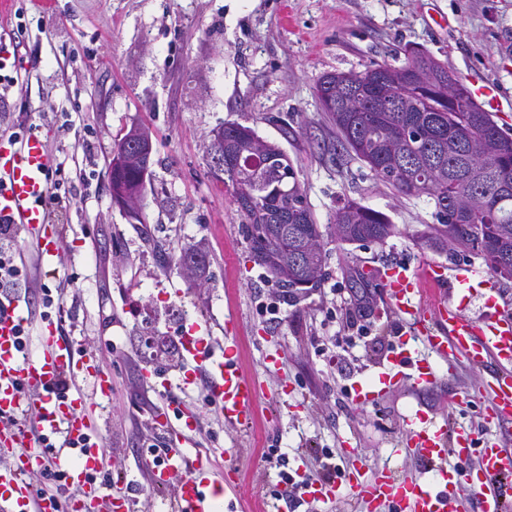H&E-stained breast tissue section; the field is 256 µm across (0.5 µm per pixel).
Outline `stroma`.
<instances>
[{
	"instance_id": "1",
	"label": "stroma",
	"mask_w": 512,
	"mask_h": 512,
	"mask_svg": "<svg viewBox=\"0 0 512 512\" xmlns=\"http://www.w3.org/2000/svg\"><path fill=\"white\" fill-rule=\"evenodd\" d=\"M0 40L16 48L0 71L11 79L0 113L38 125L74 187L66 207L48 212L59 250L39 263L40 282L62 299L74 352L112 373L111 395L95 401L96 430L118 488L131 475L143 486L140 512H169L177 484L151 487L144 460L180 436L155 420L162 402L144 377L151 365L126 339L153 330L169 307L188 311L216 342L236 337L238 362L261 388L247 430L225 425L204 381L180 394L196 418L186 447L222 449L217 467L239 472L234 512H274L279 455L303 457L313 474L327 448L340 468L358 459L414 475L420 462L404 450L411 410L476 421L477 404L450 403L482 380L464 360L438 362L428 388L400 377L373 402L352 400V388L387 364L401 322L383 288L359 313L350 275L485 263L418 243L438 221L433 202L398 194L349 155L315 85L327 72L403 66L418 48L456 76L486 74L511 101L512 0H7ZM231 123L288 154L318 223L354 200L385 213L395 235L365 244L325 237L317 288L286 298L254 263L230 194L209 174V134ZM134 126L149 129L154 147L137 219L114 203L108 181L113 147ZM197 244L206 265L192 288L178 263Z\"/></svg>"
}]
</instances>
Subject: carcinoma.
<instances>
[{
  "mask_svg": "<svg viewBox=\"0 0 512 512\" xmlns=\"http://www.w3.org/2000/svg\"><path fill=\"white\" fill-rule=\"evenodd\" d=\"M419 54L394 68L377 64L360 72L321 75L316 92L321 110L336 128L343 147L367 163L376 176L406 196L429 198L445 223L431 238L438 247L446 237L482 257L502 281H512V192L476 197L470 167L486 170L489 182L512 187V138L505 135L470 96L466 86L441 62L434 70L448 74V93L457 100L448 110L427 81ZM255 131L240 124L224 126V153L232 155ZM236 211L245 219L242 233L252 259L282 287L305 280L306 267L325 263L326 253L305 255L306 242L322 237L313 211L297 179L294 163L279 146L267 145L264 158L242 161L236 179L225 185ZM252 193L259 202L243 210L239 199ZM333 223L341 240L383 242L396 233L384 213L348 201L336 210Z\"/></svg>",
  "mask_w": 512,
  "mask_h": 512,
  "instance_id": "cac0c4a2",
  "label": "carcinoma"
}]
</instances>
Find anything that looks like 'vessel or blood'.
Instances as JSON below:
<instances>
[{
	"instance_id": "b4317fda",
	"label": "vessel or blood",
	"mask_w": 512,
	"mask_h": 512,
	"mask_svg": "<svg viewBox=\"0 0 512 512\" xmlns=\"http://www.w3.org/2000/svg\"><path fill=\"white\" fill-rule=\"evenodd\" d=\"M469 92L485 110L503 111L499 90L486 77L470 76ZM52 171L53 158L42 134L0 140V218L26 227L47 262L56 250L54 233L44 230ZM383 279L396 314L411 324L425 325L427 352L419 354L407 340H400L389 364L356 388L355 401L367 403L385 394L404 372L416 387L430 386L436 369L429 355L445 361L462 358L484 369L482 389L488 404L481 422L501 427L502 433L480 439L471 427H451L417 409L411 415L406 444L422 464L419 474L382 468L370 476L364 465L355 464L333 479L305 484L303 494L318 500L351 495L369 512H448L449 502L464 483L470 490L469 512H512L500 488L501 481L512 479V435L506 432L512 423V307L499 304L495 284L472 267L458 269L451 276L438 265L412 272L396 269ZM449 281L455 283V290L434 298V316L426 318L417 297ZM462 286L467 291L479 290L486 305L495 308V316L482 321L468 318L466 298L458 292ZM25 317L24 308L14 304L0 313V448L13 454L12 463L0 467V512H91L99 492L88 477L106 470V456L100 441L91 437L94 425L87 395L78 388L58 392L56 383L65 374L86 378L96 393L105 396L112 390L111 376L76 358L53 321L42 327L35 351L21 353L17 331ZM182 341L188 370L178 382L164 378L153 385L163 393L164 406L173 403V386L188 388L203 373L208 377L209 396L225 423L251 427L259 387L236 361L235 343L225 341L223 351H214L209 336L195 323L185 325ZM37 432L72 440L85 436L89 443L84 448L39 447L33 440ZM48 463L65 474L72 494H37L28 475ZM150 472L156 487L182 474L172 512H216L218 502L236 498L238 493L232 466L216 470L208 457L190 455L180 447L168 448Z\"/></svg>"
}]
</instances>
